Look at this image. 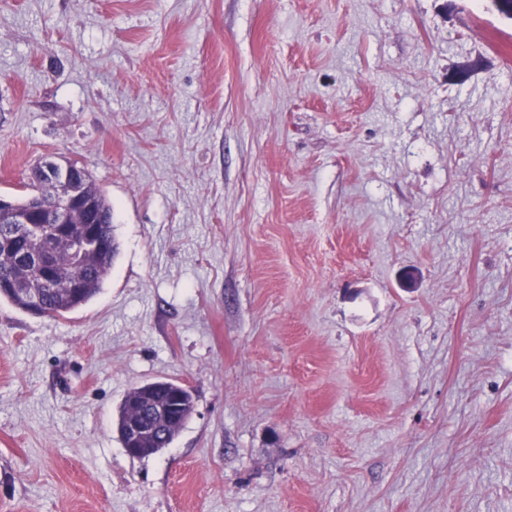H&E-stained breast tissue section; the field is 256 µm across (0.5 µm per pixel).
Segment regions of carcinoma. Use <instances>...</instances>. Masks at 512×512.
<instances>
[{"label":"carcinoma","instance_id":"cac0c4a2","mask_svg":"<svg viewBox=\"0 0 512 512\" xmlns=\"http://www.w3.org/2000/svg\"><path fill=\"white\" fill-rule=\"evenodd\" d=\"M88 205L74 217L76 223L95 225L99 246L93 253L80 254L64 239H58L53 233L52 198L45 196L39 202L42 210L43 233L35 242L23 235L17 234L18 225L1 224L0 237L16 234L12 246L0 247V279L7 278L10 287L0 288V300H6L20 310L26 309L25 301L14 292L23 288L29 281L28 271L23 267V261L18 256L31 252L35 245L52 249L56 253V269L50 286L40 290L41 301L45 315L55 318H65L68 314L89 303L101 290L105 278L112 268V263L119 251V243L114 234L112 224V203L106 194L92 179L86 180ZM182 387L171 381H158L138 386L130 390L124 397L119 411L118 429L120 440L125 448H136L149 443L153 448L168 447L179 427L193 411V398L183 393L184 407L180 414H167L154 418V433L149 440L132 439L124 432L130 421L142 418L144 405L142 401L152 399L160 405L167 404L173 395Z\"/></svg>","mask_w":512,"mask_h":512}]
</instances>
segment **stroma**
I'll return each instance as SVG.
<instances>
[{
	"mask_svg": "<svg viewBox=\"0 0 512 512\" xmlns=\"http://www.w3.org/2000/svg\"><path fill=\"white\" fill-rule=\"evenodd\" d=\"M119 252L0 301V512H512V19L493 0H0V197ZM194 407L126 454L125 394ZM41 171L49 178L46 183L53 193L55 206L54 222L52 224V198L44 194L45 199L39 202L42 210L43 233L37 222V208H18L11 200L0 198V237L17 233L18 225H22L19 235L12 246L7 248L1 242L0 247V279H9V288H0V300H6L20 310H26L25 301L12 288H25L29 281L28 271L23 267L24 262L17 257L25 253V263L39 269L41 285L51 279L52 262L46 254L31 253L35 248L32 238L40 239L39 246L51 248L56 253V269L50 286L40 290L41 301L44 305L45 316L66 318L68 314L89 303L101 290L105 278L112 268V263L119 251V243L114 234L112 224V203L106 194L92 180L90 174L86 180L88 205L83 208L74 220L77 224H95L99 236V246L93 253L74 251L72 242L58 239L53 233L56 229L64 230L70 224L74 210L82 208L81 183L86 177V169L74 161L58 162L46 158L39 162ZM75 224V225H77ZM71 225V226H75ZM83 226L87 227V224ZM78 266L81 283L74 284L75 268ZM31 306L29 313L43 315L39 294L32 290L28 299ZM180 385L185 390L190 391L187 385ZM180 385L171 381H158L135 387L125 395L120 406L118 429L121 443L130 456L146 457L153 448H167L172 443L179 427L193 411L192 395L186 393ZM178 391L182 392L184 403V407L181 409L179 415L174 416L166 413L165 416L155 417L154 433L149 440H132L131 437L127 436L124 429L130 421H136L129 424V431L136 436L151 430L149 421L145 418L141 419L145 407V405L141 404V401L154 399L156 403L165 405V410H167V403ZM144 443H149L151 448H137Z\"/></svg>",
	"mask_w": 512,
	"mask_h": 512,
	"instance_id": "obj_1",
	"label": "stroma"
}]
</instances>
